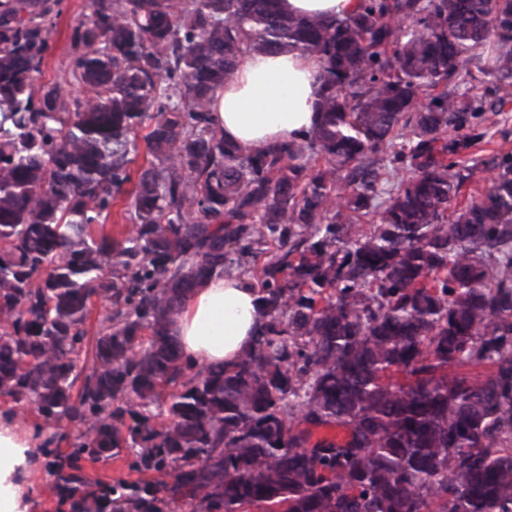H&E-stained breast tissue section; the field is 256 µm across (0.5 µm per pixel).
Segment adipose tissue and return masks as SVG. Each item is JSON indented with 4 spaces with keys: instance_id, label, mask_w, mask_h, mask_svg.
Returning <instances> with one entry per match:
<instances>
[{
    "instance_id": "obj_1",
    "label": "adipose tissue",
    "mask_w": 512,
    "mask_h": 512,
    "mask_svg": "<svg viewBox=\"0 0 512 512\" xmlns=\"http://www.w3.org/2000/svg\"><path fill=\"white\" fill-rule=\"evenodd\" d=\"M317 69L316 58L300 51L242 55L234 79L215 96L217 129L252 151L302 135L317 120ZM258 298L254 283L235 273L199 284L175 316L184 360L197 369L235 363L264 322ZM34 446L13 421H0V512H30L16 476L28 467Z\"/></svg>"
}]
</instances>
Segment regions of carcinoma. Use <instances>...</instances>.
<instances>
[{
  "label": "carcinoma",
  "mask_w": 512,
  "mask_h": 512,
  "mask_svg": "<svg viewBox=\"0 0 512 512\" xmlns=\"http://www.w3.org/2000/svg\"><path fill=\"white\" fill-rule=\"evenodd\" d=\"M60 5L0 0V395L54 428L60 503L512 512V154L469 157L501 101L458 92L512 87V0H89L71 75L92 95L70 101L36 83ZM295 50L319 60L313 128L224 140L212 100L239 57ZM234 265L264 322L194 372L174 312ZM122 442L172 481L92 480L82 460ZM358 0H282V9L294 15L343 17L352 13Z\"/></svg>",
  "instance_id": "carcinoma-1"
}]
</instances>
